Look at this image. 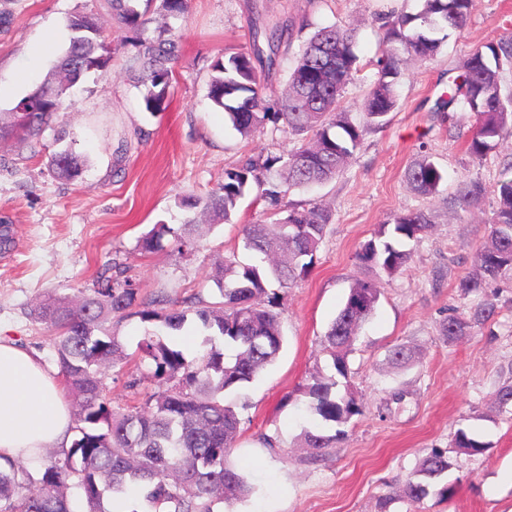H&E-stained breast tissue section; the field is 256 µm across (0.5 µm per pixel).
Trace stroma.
I'll use <instances>...</instances> for the list:
<instances>
[{
  "instance_id": "obj_1",
  "label": "stroma",
  "mask_w": 512,
  "mask_h": 512,
  "mask_svg": "<svg viewBox=\"0 0 512 512\" xmlns=\"http://www.w3.org/2000/svg\"><path fill=\"white\" fill-rule=\"evenodd\" d=\"M89 0H0V122L26 93L14 86L18 68L42 83L58 51L68 43L67 17ZM420 0H190L185 17L171 20L182 45L166 112L144 108L145 86L130 79L123 60L132 52V33L102 16L104 36L114 54L108 73L89 72L64 99L59 122L64 141L45 139L35 156L26 144L0 141V334L52 363L53 336L35 322L31 309L56 296L78 298L99 276L125 274L156 310L185 308L195 294L214 298L216 260L241 252L243 225L264 221L271 205L250 193L232 222L216 226L194 246L149 254L142 239L154 225L179 227L188 214L179 197L207 195L224 179L225 168L251 156H283L298 146L287 128L266 124L244 140L208 98L214 60L224 52L249 49L256 25L278 19L304 24L294 37L266 92L276 102L305 37L336 24L356 30L353 50L359 70L342 104L355 123L364 121L362 103L378 77L371 61L382 46V19L391 10L417 12ZM58 32L55 54L37 47L45 27ZM512 37V0H474L463 32H449L433 59L408 60L396 87L398 106L381 128L366 126L362 144L336 178L311 190L293 189L290 202H321L332 221L309 274L280 289L277 311L285 344L276 361L252 382L227 392L249 405L232 461L258 495L237 512H378V499L391 495L387 512H512V405L499 406L497 389L512 383V279L490 284L501 307L485 325L444 342L438 325L448 311L467 315L470 299L454 282L473 268L486 241L497 204L494 189L512 164V136L483 159L472 158L466 140L474 113L441 112L436 103L463 73L477 48ZM71 147L87 161L82 178L68 183L47 166V156ZM438 165L443 180L436 194L414 192L405 171L420 156ZM488 188L469 208L456 201L463 181ZM428 213L431 227L407 242L411 258L392 278L380 277V299L347 356L349 387L361 412L342 425L336 448L313 457L300 434L312 428L302 389L314 372L334 375L321 339L350 287L368 277L356 259L378 225L409 211ZM408 346L410 369L388 359L392 345ZM404 392L393 401L394 392ZM487 442L483 454L458 455L448 473L451 498L436 496L411 504L398 493L433 448H447L457 430ZM275 440L266 448L263 436Z\"/></svg>"
}]
</instances>
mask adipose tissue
<instances>
[{"label": "adipose tissue", "mask_w": 512, "mask_h": 512, "mask_svg": "<svg viewBox=\"0 0 512 512\" xmlns=\"http://www.w3.org/2000/svg\"><path fill=\"white\" fill-rule=\"evenodd\" d=\"M71 411L54 371L0 336V463H39L45 449L69 447Z\"/></svg>", "instance_id": "1"}]
</instances>
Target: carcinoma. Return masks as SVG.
Segmentation results:
<instances>
[{
	"label": "carcinoma",
	"mask_w": 512,
	"mask_h": 512,
	"mask_svg": "<svg viewBox=\"0 0 512 512\" xmlns=\"http://www.w3.org/2000/svg\"><path fill=\"white\" fill-rule=\"evenodd\" d=\"M159 2L157 10L183 16L189 0ZM112 12L118 23L135 32V51L127 56L126 70L147 88L145 110L152 115L167 109L174 65L181 46L171 29L160 26L148 31L149 19L135 0H94ZM473 0H423L415 13L400 12L386 21L385 39L398 42L405 54L429 60L435 57L448 31L460 32L470 16ZM96 10L76 11L66 21L68 45L59 56L53 77L23 99L35 104L32 112L14 113L9 126H0V138H17L38 152L44 132L58 119L60 101L91 69L106 71L112 63V48L102 39ZM292 29L286 20L262 24L256 29L250 50L234 52L212 66L208 97L224 110L233 128L245 140L269 122L284 123L302 140L301 147L283 158L250 157L224 170V181L204 197L188 195L178 205L189 211L209 213L212 225L229 223L240 200L255 190L285 216L269 224H246L242 249L252 262L242 263L231 254L218 263L215 282L218 300L198 299L195 310L202 326L210 331L205 342L211 348L189 359L173 339L167 341L147 330L134 353L112 329V319L137 315L144 322L159 321L172 330L188 321L187 311L166 314L139 301V289L129 279L121 282L100 278L78 305L68 297L55 298L31 312V316L55 332L53 343L56 376L69 398L73 414V439L61 457L49 462L35 478L19 462L0 466V512H73L68 494L76 485L83 494V512H110L107 504L116 496L145 492L150 512H214L218 504L231 507L255 490L234 467L230 455L239 436L247 404L228 402L225 392L252 382L272 364L283 348L284 338L274 305L276 283L285 288L307 275L332 220V212L320 205L301 207L283 203L294 188H312L336 176L341 165L359 148L363 127L353 123L342 106V94L357 72L352 31L337 25L323 27L307 40L288 75V93L277 110L265 103V79L273 75L280 49L290 45ZM403 59L384 47L377 56L378 78L363 103L367 123L383 125L398 105L397 79ZM512 70V38L475 51L461 76L453 80L448 109L464 108L478 116L467 151L474 158L485 156L499 140L512 134V96L503 98L500 73ZM281 164L283 181L274 182L267 172ZM48 166L66 182L78 180L84 160L71 149L51 155ZM410 185L423 195L438 191L440 169L424 156L405 172ZM487 192L479 181L463 184L461 202L470 204ZM498 205L491 219L487 240L476 252L473 272L456 283L460 294L480 296L466 318L449 315L439 324L446 342L484 324L497 312L495 298L484 293L490 282L512 278V177L497 185ZM430 224L422 211L396 216L380 225L375 236L356 254L361 264L375 274L392 278L410 259L402 249L406 240H417ZM205 228L188 219L175 229L157 224L143 239V250H165L163 240L172 236L177 249L194 245ZM381 295L373 277L357 281L321 340L335 370L345 375V354L362 325L374 314ZM233 344L231 361L213 345L216 338ZM391 362L408 366L411 352L396 344L388 351ZM155 364L156 388L141 394L139 364ZM121 366L125 388L141 400L127 408L112 406L108 370ZM309 410L321 425L303 433L306 447L318 454L336 447L341 432L332 424L348 422L359 413L350 393L336 391V381L317 371L303 388ZM454 447L479 455L487 443L460 431ZM454 466L447 452L433 448L407 476L403 495L420 503L437 494L448 498L454 487L442 483Z\"/></svg>",
	"instance_id": "1"
}]
</instances>
